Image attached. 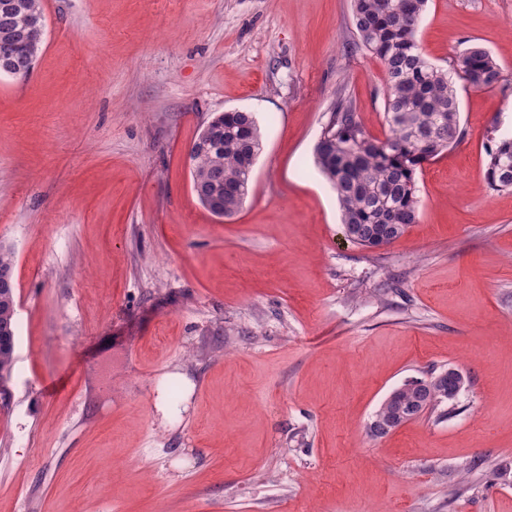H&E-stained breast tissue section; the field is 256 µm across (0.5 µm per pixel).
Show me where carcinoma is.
I'll use <instances>...</instances> for the list:
<instances>
[{
  "label": "carcinoma",
  "mask_w": 512,
  "mask_h": 512,
  "mask_svg": "<svg viewBox=\"0 0 512 512\" xmlns=\"http://www.w3.org/2000/svg\"><path fill=\"white\" fill-rule=\"evenodd\" d=\"M427 0H352L353 23L361 44L385 71L384 119L389 134L373 137L353 102L339 98L315 146V162L336 192L348 239L367 248L387 245L417 221V171L463 138L453 78L492 87L501 69L480 46L468 48L448 68L424 57L418 42ZM45 26L41 0H0V73L27 76L41 47L36 32ZM263 150L251 112L217 114L197 135L189 154L192 190L213 214L234 216L249 194L253 167ZM487 181L495 191L512 190L503 166L512 159V138L490 149ZM15 256L0 243V378L14 364ZM464 387L450 368L393 390L375 412L369 429L377 437L454 399Z\"/></svg>",
  "instance_id": "carcinoma-1"
}]
</instances>
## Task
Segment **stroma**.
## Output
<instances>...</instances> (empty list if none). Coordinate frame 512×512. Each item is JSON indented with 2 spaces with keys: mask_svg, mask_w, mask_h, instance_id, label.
Wrapping results in <instances>:
<instances>
[{
  "mask_svg": "<svg viewBox=\"0 0 512 512\" xmlns=\"http://www.w3.org/2000/svg\"><path fill=\"white\" fill-rule=\"evenodd\" d=\"M43 5L33 70L0 75V512H512V191L486 179L512 133V0H427L425 57L478 45L502 80L459 87L462 141L372 250L313 157L338 97L387 132L351 0ZM229 110L264 150L219 218L187 154ZM446 368L468 378L453 401L370 434L392 390ZM14 266V252L9 246L0 243V378L10 373L14 364L17 330Z\"/></svg>",
  "mask_w": 512,
  "mask_h": 512,
  "instance_id": "35a3bbf8",
  "label": "stroma"
}]
</instances>
